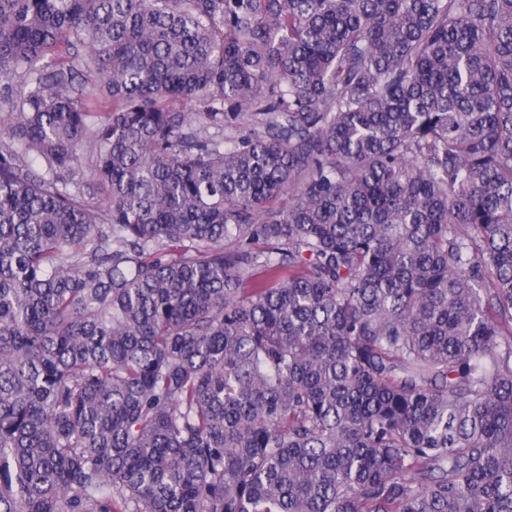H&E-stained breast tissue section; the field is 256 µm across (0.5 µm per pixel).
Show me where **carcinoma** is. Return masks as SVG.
Segmentation results:
<instances>
[{
  "instance_id": "1",
  "label": "carcinoma",
  "mask_w": 512,
  "mask_h": 512,
  "mask_svg": "<svg viewBox=\"0 0 512 512\" xmlns=\"http://www.w3.org/2000/svg\"><path fill=\"white\" fill-rule=\"evenodd\" d=\"M0 105V512H512V0H0Z\"/></svg>"
}]
</instances>
